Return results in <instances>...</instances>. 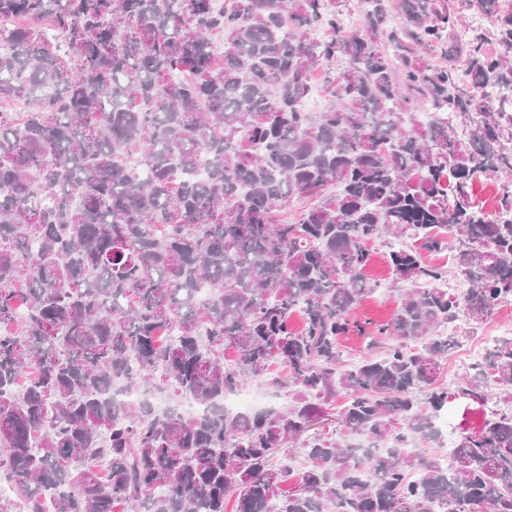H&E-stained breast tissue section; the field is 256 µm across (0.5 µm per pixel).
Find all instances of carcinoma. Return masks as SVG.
I'll use <instances>...</instances> for the list:
<instances>
[{
  "mask_svg": "<svg viewBox=\"0 0 512 512\" xmlns=\"http://www.w3.org/2000/svg\"><path fill=\"white\" fill-rule=\"evenodd\" d=\"M364 2L361 34L340 0H0V512H512L511 410L459 431L449 469L405 449L441 443L440 359L464 337L441 327L512 298V184L493 211L473 194L512 178V0H464L493 52L450 0ZM445 45L463 70L425 60ZM338 54L335 101L305 111ZM376 239L409 284L380 325L352 317ZM448 249L456 296L429 260ZM350 335L379 351L346 365ZM273 363L293 404L225 413ZM495 389L511 406L512 336L453 396ZM338 396L339 438L307 435ZM352 434L392 449L358 460ZM452 1H453V4L455 5L456 10L459 11L458 13H461L463 16V25L458 26V28H459L458 29V37L462 38L463 40L467 39L472 35L473 31H475V30H470L468 32L467 30L470 28V22L472 20H474L476 17L472 14V12L467 11L461 7V3H463L464 0H452ZM485 23H486V21L484 19H477V20H474L471 23V25H472V27L480 26L482 29H477V30L479 32L484 33L487 36V38L490 39L493 34V27H492L491 23L489 25H488V23H486V24ZM465 33H467V34H465Z\"/></svg>",
  "mask_w": 512,
  "mask_h": 512,
  "instance_id": "carcinoma-1",
  "label": "carcinoma"
}]
</instances>
